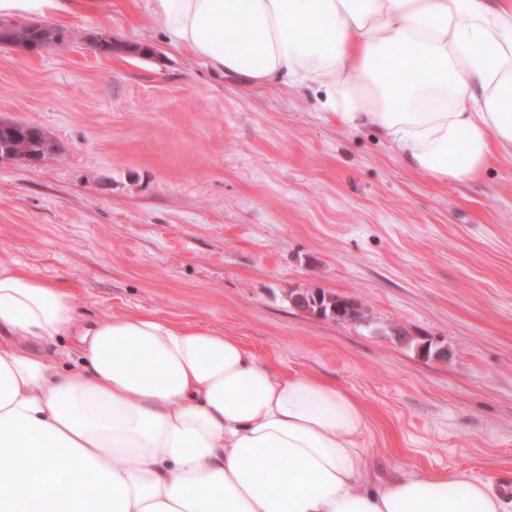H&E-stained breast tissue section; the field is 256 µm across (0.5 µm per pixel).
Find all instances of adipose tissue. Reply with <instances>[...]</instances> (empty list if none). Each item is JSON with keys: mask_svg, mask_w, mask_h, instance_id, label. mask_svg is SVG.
Returning <instances> with one entry per match:
<instances>
[{"mask_svg": "<svg viewBox=\"0 0 512 512\" xmlns=\"http://www.w3.org/2000/svg\"><path fill=\"white\" fill-rule=\"evenodd\" d=\"M95 0H0V18ZM169 41L251 86L308 84L441 184L512 156V0H152ZM71 348L50 355L60 338ZM362 404L239 338L0 265V512H507L455 471L377 483Z\"/></svg>", "mask_w": 512, "mask_h": 512, "instance_id": "1", "label": "adipose tissue"}]
</instances>
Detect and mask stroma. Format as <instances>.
<instances>
[{"label": "stroma", "mask_w": 512, "mask_h": 512, "mask_svg": "<svg viewBox=\"0 0 512 512\" xmlns=\"http://www.w3.org/2000/svg\"><path fill=\"white\" fill-rule=\"evenodd\" d=\"M44 23L66 47L0 46V121L55 144L0 160V263L78 286L86 315L200 320L336 381L367 413L373 477L462 471L512 495V158L435 184L323 112L322 92L207 69L149 0ZM98 29L112 56L84 43ZM307 288L367 320L298 309Z\"/></svg>", "instance_id": "stroma-1"}]
</instances>
